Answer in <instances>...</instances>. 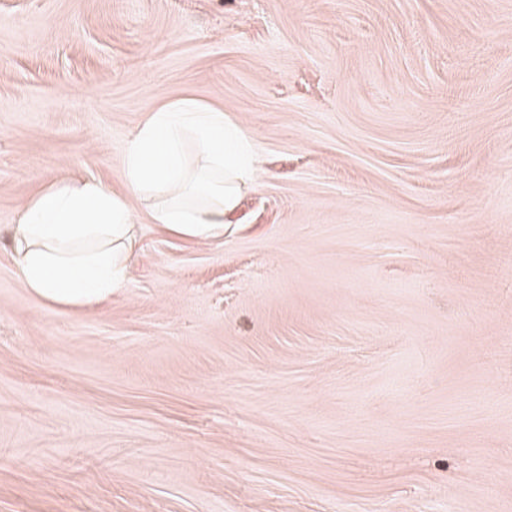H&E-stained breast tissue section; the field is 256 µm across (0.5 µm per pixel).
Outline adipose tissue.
I'll list each match as a JSON object with an SVG mask.
<instances>
[{
    "instance_id": "obj_1",
    "label": "adipose tissue",
    "mask_w": 512,
    "mask_h": 512,
    "mask_svg": "<svg viewBox=\"0 0 512 512\" xmlns=\"http://www.w3.org/2000/svg\"><path fill=\"white\" fill-rule=\"evenodd\" d=\"M258 177L254 140L224 111L189 97L152 107L129 142L124 191L78 180L49 184L24 201L11 228L18 281L57 303L106 299L130 280L137 234L130 197H143L162 230L211 240L223 237L225 214Z\"/></svg>"
}]
</instances>
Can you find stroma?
<instances>
[{
  "label": "stroma",
  "mask_w": 512,
  "mask_h": 512,
  "mask_svg": "<svg viewBox=\"0 0 512 512\" xmlns=\"http://www.w3.org/2000/svg\"><path fill=\"white\" fill-rule=\"evenodd\" d=\"M184 97L256 141L223 238L18 283L45 182ZM0 512H512V0H0Z\"/></svg>",
  "instance_id": "35a3bbf8"
}]
</instances>
